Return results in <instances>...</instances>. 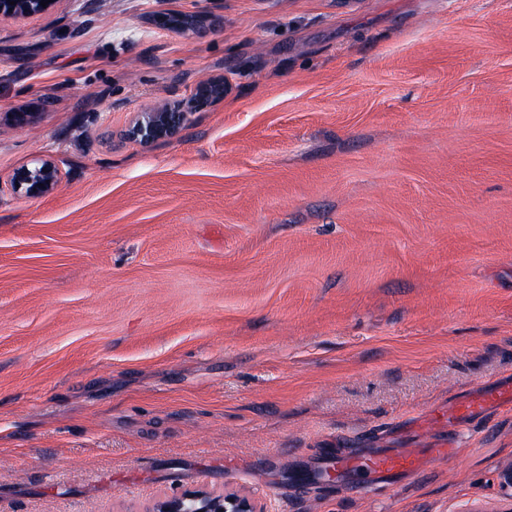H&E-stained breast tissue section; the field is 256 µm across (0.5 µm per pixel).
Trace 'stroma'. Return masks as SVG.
Returning <instances> with one entry per match:
<instances>
[{
    "label": "stroma",
    "mask_w": 512,
    "mask_h": 512,
    "mask_svg": "<svg viewBox=\"0 0 512 512\" xmlns=\"http://www.w3.org/2000/svg\"><path fill=\"white\" fill-rule=\"evenodd\" d=\"M203 16L191 30L160 24ZM178 138L126 132L215 75ZM30 118L19 124L14 113ZM38 199L9 189L38 159ZM512 377V0H59L0 17V512H498L512 409L376 497L314 481ZM61 172L52 160H36L31 166L17 170L11 178L14 193L26 199H37L50 193L60 182ZM148 512H266L263 505L244 490L215 492L196 489L181 496L156 500Z\"/></svg>",
    "instance_id": "obj_1"
}]
</instances>
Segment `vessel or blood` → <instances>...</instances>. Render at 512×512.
Returning a JSON list of instances; mask_svg holds the SVG:
<instances>
[{
  "instance_id": "1",
  "label": "vessel or blood",
  "mask_w": 512,
  "mask_h": 512,
  "mask_svg": "<svg viewBox=\"0 0 512 512\" xmlns=\"http://www.w3.org/2000/svg\"><path fill=\"white\" fill-rule=\"evenodd\" d=\"M511 407L512 383L505 381L481 387L478 392L449 403L443 423L448 426L450 434L436 447L373 448L367 451L340 448L324 473L337 480L351 474L362 475V482L356 486L357 493L364 497L375 495L382 485L395 483L398 478L418 471L425 459L449 460L455 457L458 424Z\"/></svg>"
}]
</instances>
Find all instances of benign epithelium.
Instances as JSON below:
<instances>
[{"label": "benign epithelium", "mask_w": 512, "mask_h": 512, "mask_svg": "<svg viewBox=\"0 0 512 512\" xmlns=\"http://www.w3.org/2000/svg\"><path fill=\"white\" fill-rule=\"evenodd\" d=\"M41 0H0V15L29 17L41 14L58 0L42 6ZM230 86L222 76H212L196 84L187 96L176 102L157 103L137 113L130 135L143 144L174 139L185 127L189 114L224 100ZM61 172L49 159H40L17 170L11 178L14 193L37 199L50 193L60 182ZM148 512H266L263 505L244 490L207 489L188 491L180 496L156 500Z\"/></svg>", "instance_id": "7a95c632"}]
</instances>
